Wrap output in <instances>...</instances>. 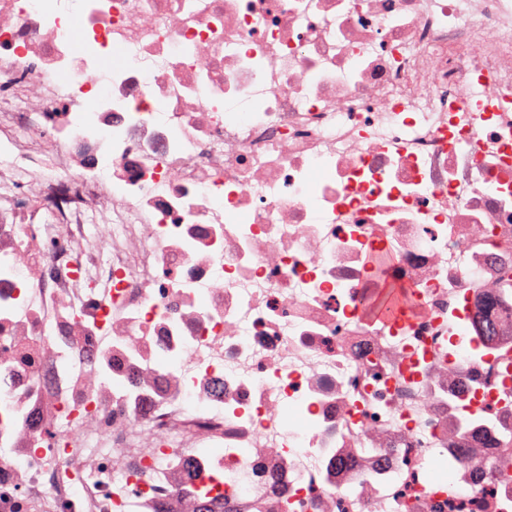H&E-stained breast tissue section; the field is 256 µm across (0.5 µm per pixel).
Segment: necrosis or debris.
<instances>
[{
  "label": "necrosis or debris",
  "instance_id": "4bbe7bcc",
  "mask_svg": "<svg viewBox=\"0 0 512 512\" xmlns=\"http://www.w3.org/2000/svg\"><path fill=\"white\" fill-rule=\"evenodd\" d=\"M478 429L512 0H0V512H512ZM384 288L380 298L370 307L365 316L369 322H382L401 311L409 292L407 288Z\"/></svg>",
  "mask_w": 512,
  "mask_h": 512
}]
</instances>
